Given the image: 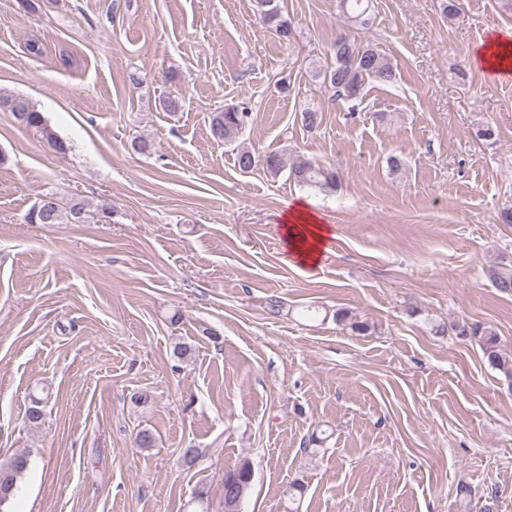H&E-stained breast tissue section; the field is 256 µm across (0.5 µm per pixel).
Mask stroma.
I'll list each match as a JSON object with an SVG mask.
<instances>
[{"instance_id":"obj_1","label":"stroma","mask_w":512,"mask_h":512,"mask_svg":"<svg viewBox=\"0 0 512 512\" xmlns=\"http://www.w3.org/2000/svg\"><path fill=\"white\" fill-rule=\"evenodd\" d=\"M280 3L288 43L255 0H0V92L67 145L0 108V462L30 455L0 512H194L200 489L223 512L243 458V512H285L297 479L298 512H512V379L451 329L492 327L512 355V293L491 276L512 265V79L474 61L512 11L370 0L350 28L338 0ZM344 30L397 74L355 105L315 76ZM227 105L251 113L232 145L209 127ZM241 147L286 167L241 171ZM300 157L340 187L294 183ZM46 194L95 216L27 223ZM298 203L333 228L313 267L281 234ZM341 309L369 331L337 324ZM144 429L153 447L136 446ZM2 106L12 112L17 122L28 127L39 129L59 150H65V145L63 142L59 141L56 134L46 124L41 112H38L34 105L27 99L21 97H4L0 94V107ZM253 467L248 459L240 460L233 467L224 470V512H240L241 504L251 489ZM228 501H238L228 508ZM228 510V511H225Z\"/></svg>"}]
</instances>
